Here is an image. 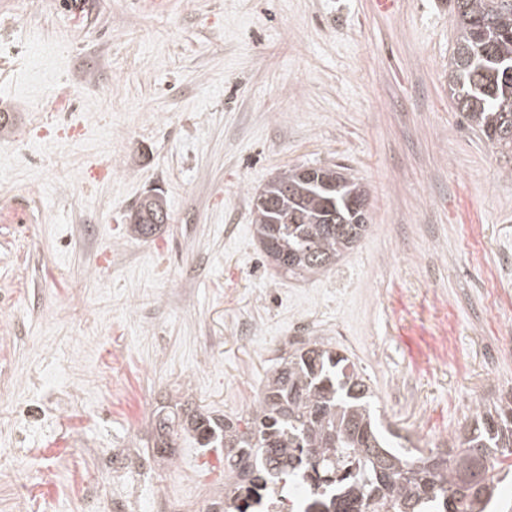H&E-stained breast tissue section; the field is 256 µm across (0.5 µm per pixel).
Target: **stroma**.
<instances>
[{"mask_svg":"<svg viewBox=\"0 0 512 512\" xmlns=\"http://www.w3.org/2000/svg\"><path fill=\"white\" fill-rule=\"evenodd\" d=\"M456 35L449 0H0V428L73 393L14 435L0 512H33L46 469L48 512H224L223 449L160 451L151 421L241 413L305 319L409 447L512 390V351L489 358L512 334V174L449 96ZM325 165L366 186L368 230L294 279L250 197ZM155 189L170 220L132 237Z\"/></svg>","mask_w":512,"mask_h":512,"instance_id":"stroma-1","label":"stroma"}]
</instances>
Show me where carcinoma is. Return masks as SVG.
<instances>
[{"label":"carcinoma","mask_w":512,"mask_h":512,"mask_svg":"<svg viewBox=\"0 0 512 512\" xmlns=\"http://www.w3.org/2000/svg\"><path fill=\"white\" fill-rule=\"evenodd\" d=\"M458 35L448 62L456 109L512 172V0H451ZM368 192L336 166L278 173L252 196L255 236L272 264L293 276L324 274L367 230ZM158 194L131 215L153 236ZM156 448L193 436L222 448L235 478L224 490L248 512L267 479L307 473L313 512H492L512 505L496 493L512 476V391L478 404L469 423L428 451L411 450L379 424L366 373L326 343L309 339L267 378L254 409L222 422L203 412L159 416Z\"/></svg>","instance_id":"carcinoma-1"}]
</instances>
